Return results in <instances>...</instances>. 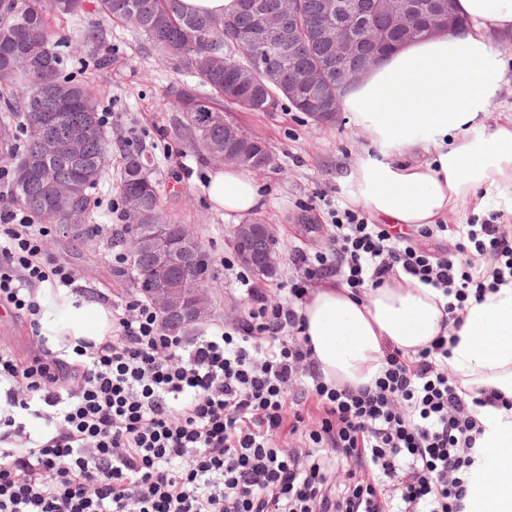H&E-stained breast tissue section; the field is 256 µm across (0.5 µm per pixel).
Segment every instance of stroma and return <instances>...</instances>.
Returning a JSON list of instances; mask_svg holds the SVG:
<instances>
[{"instance_id":"obj_1","label":"stroma","mask_w":512,"mask_h":512,"mask_svg":"<svg viewBox=\"0 0 512 512\" xmlns=\"http://www.w3.org/2000/svg\"><path fill=\"white\" fill-rule=\"evenodd\" d=\"M86 4L81 18L53 19L52 29L73 41L70 75L89 81L102 97L103 117L112 137V162L89 194L87 224L75 230L46 224V252L70 263L81 285L105 296L109 308L140 298L129 269L111 262L115 248L111 226L116 221L112 207L118 199L123 149L127 141H138L150 161L163 212L176 223L190 225L212 257L216 282L212 313L187 333L191 341L208 329L235 322L246 304L240 282L224 269L225 259L234 255L233 224L214 209L206 194L217 164L199 160L185 139L183 113L167 103L170 87L184 80L167 55L153 50L130 29L103 19L99 28L112 51V66L101 71L88 66L89 48L81 31L92 17L95 0ZM224 113L228 121L265 141L272 151L271 166L254 175L265 192L259 219L275 225L289 253L329 251L330 211L348 207L346 177L355 156L370 147L363 130L346 112L336 123L315 125L286 102L271 112H247L228 105Z\"/></svg>"}]
</instances>
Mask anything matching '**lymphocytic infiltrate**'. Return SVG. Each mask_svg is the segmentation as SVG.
Returning <instances> with one entry per match:
<instances>
[{
  "instance_id": "f902f5d3",
  "label": "lymphocytic infiltrate",
  "mask_w": 512,
  "mask_h": 512,
  "mask_svg": "<svg viewBox=\"0 0 512 512\" xmlns=\"http://www.w3.org/2000/svg\"><path fill=\"white\" fill-rule=\"evenodd\" d=\"M333 216L331 254L295 252L283 301L246 288L233 326L189 343L137 300L101 341L55 350L36 290L75 288L76 273L47 258L30 214L0 207V305L34 332L26 358L0 348V512H465L477 409L512 400L463 389L444 335L414 353L387 347L372 386L328 385L299 310L312 281L360 295L398 272L460 303L482 297L512 282V226L417 229L452 232L455 254L439 255L355 210ZM339 470L348 481L332 484Z\"/></svg>"
}]
</instances>
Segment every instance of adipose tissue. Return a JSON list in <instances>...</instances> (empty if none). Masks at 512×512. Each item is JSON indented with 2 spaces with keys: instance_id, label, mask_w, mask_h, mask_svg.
<instances>
[{
  "instance_id": "ef3b65f1",
  "label": "adipose tissue",
  "mask_w": 512,
  "mask_h": 512,
  "mask_svg": "<svg viewBox=\"0 0 512 512\" xmlns=\"http://www.w3.org/2000/svg\"><path fill=\"white\" fill-rule=\"evenodd\" d=\"M467 22L457 35L405 44L342 98L372 146L358 155L349 200L373 218L414 229L443 224L460 207L487 216L489 203L512 206V116L490 125L503 72L493 36L512 34V0H456ZM426 161L408 162L414 149ZM207 196L225 219L264 206L261 186L244 168L225 165L209 177ZM440 291L391 279L358 297L323 280L303 304L305 334L326 383L372 384L384 346L404 352L445 333L456 337L448 371L469 391L493 388L512 398V283L468 298L461 326L447 323ZM112 314L99 303L60 293L40 322L45 336L100 340ZM485 431L476 443L469 512H512V409L479 407Z\"/></svg>"
}]
</instances>
